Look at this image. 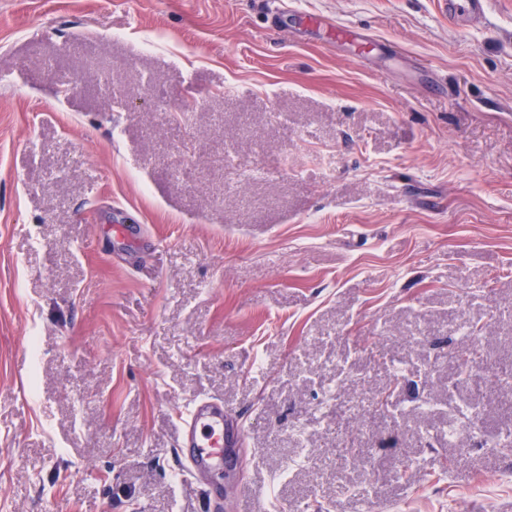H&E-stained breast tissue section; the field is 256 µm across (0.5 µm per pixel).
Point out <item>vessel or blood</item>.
<instances>
[{"label":"vessel or blood","instance_id":"1","mask_svg":"<svg viewBox=\"0 0 512 512\" xmlns=\"http://www.w3.org/2000/svg\"><path fill=\"white\" fill-rule=\"evenodd\" d=\"M484 4L485 0H445L443 10L457 21L468 12L482 15ZM244 444V433L235 430L221 400L195 399L179 419L178 447L190 477L223 468L228 449Z\"/></svg>","mask_w":512,"mask_h":512}]
</instances>
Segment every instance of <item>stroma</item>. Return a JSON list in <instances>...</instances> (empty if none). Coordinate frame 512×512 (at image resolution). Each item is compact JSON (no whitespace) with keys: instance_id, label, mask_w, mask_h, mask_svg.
Segmentation results:
<instances>
[{"instance_id":"obj_1","label":"stroma","mask_w":512,"mask_h":512,"mask_svg":"<svg viewBox=\"0 0 512 512\" xmlns=\"http://www.w3.org/2000/svg\"><path fill=\"white\" fill-rule=\"evenodd\" d=\"M440 2L0 0V512H210L199 397L250 512H512V0ZM485 2V0H444L441 4L445 14H448V19L460 21L466 12L477 17L481 16ZM473 355L474 353L471 352L468 363L464 366L461 365L460 372L456 379V385L469 384L472 381L475 372L484 367V364H480L479 361H477ZM484 368L488 372L494 374V376L500 382L506 384L511 389L512 373L510 370L508 372L499 371L498 369L494 368L491 364H485ZM234 416L222 400L195 399L179 419L178 448L190 477L224 467L227 448H243L244 433L233 431ZM460 413L464 416H467L469 418V421L467 422V425L465 428H451L448 430V439L450 440H456L459 435L462 432H465L478 446L486 447L493 444H499L501 441H511L512 439V432L509 431L508 433L504 434L503 436L499 438H490L486 436L481 429L479 428L478 424L476 423V414L477 410L474 406L471 404H466L462 407H460Z\"/></svg>"}]
</instances>
